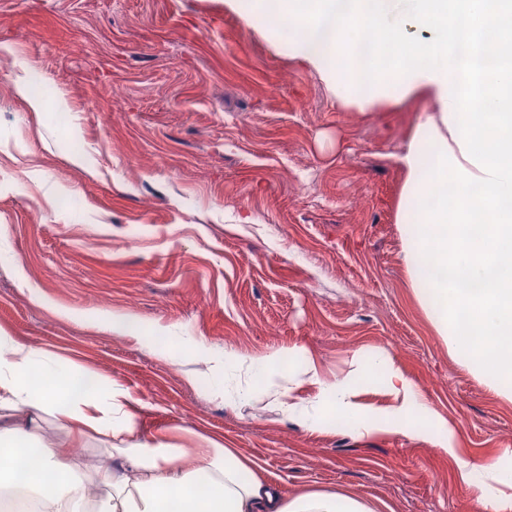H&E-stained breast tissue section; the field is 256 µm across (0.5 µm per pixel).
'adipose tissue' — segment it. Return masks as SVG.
I'll return each instance as SVG.
<instances>
[{
	"mask_svg": "<svg viewBox=\"0 0 512 512\" xmlns=\"http://www.w3.org/2000/svg\"><path fill=\"white\" fill-rule=\"evenodd\" d=\"M258 23L287 33L296 19L311 25L295 53L342 105L367 111L375 98L350 101L354 74L384 70L400 99L431 108L411 134L400 162V212L420 201L425 218L404 241L418 264L416 294L452 348L475 351L487 387L512 398V0H258ZM151 354L174 347L224 372L212 393L226 405H262L300 419L317 432L360 436L419 430L454 457L468 512H512V459L485 465L458 456L455 432L414 380L381 349L357 351L363 379L379 374L393 399L380 410L357 400L351 377L320 382L309 360L279 367L278 353L248 356L207 347L180 325L161 340L141 336L119 318L102 317ZM318 385L309 401L295 386ZM141 404L114 380L91 376L0 330V494L20 489L30 512H380L377 504L328 489L285 495L254 462L214 439L177 448L136 428ZM103 436L111 465L100 472L104 495L86 500L79 465L40 440L46 418Z\"/></svg>",
	"mask_w": 512,
	"mask_h": 512,
	"instance_id": "obj_1",
	"label": "adipose tissue"
}]
</instances>
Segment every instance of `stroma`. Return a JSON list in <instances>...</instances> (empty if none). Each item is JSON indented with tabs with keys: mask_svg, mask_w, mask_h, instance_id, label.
<instances>
[{
	"mask_svg": "<svg viewBox=\"0 0 512 512\" xmlns=\"http://www.w3.org/2000/svg\"><path fill=\"white\" fill-rule=\"evenodd\" d=\"M426 109L340 105L224 0H0V329L127 386L143 433L219 440L286 493L466 512L452 461L415 431L319 433L227 407L190 351L162 359L87 321L303 352L327 384L383 348L462 452L503 458L512 403L437 333L405 261L399 158ZM43 434L67 460L107 463L55 419Z\"/></svg>",
	"mask_w": 512,
	"mask_h": 512,
	"instance_id": "obj_1",
	"label": "stroma"
}]
</instances>
